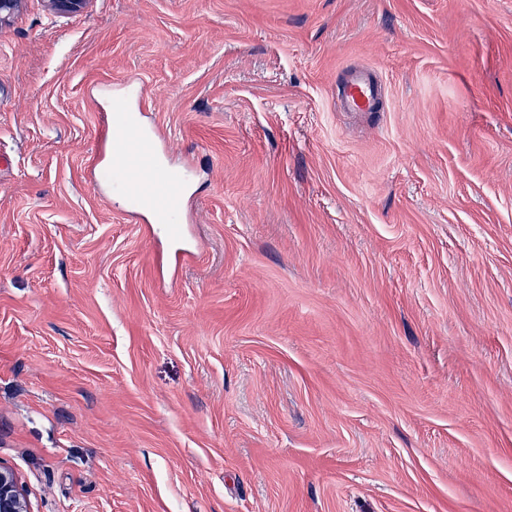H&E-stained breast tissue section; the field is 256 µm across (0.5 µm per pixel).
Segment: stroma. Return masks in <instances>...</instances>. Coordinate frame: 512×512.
<instances>
[{
  "mask_svg": "<svg viewBox=\"0 0 512 512\" xmlns=\"http://www.w3.org/2000/svg\"><path fill=\"white\" fill-rule=\"evenodd\" d=\"M130 82L178 242L94 178ZM1 154L33 512H512V0H24ZM381 85L368 69H359L347 78L338 97L343 112H374Z\"/></svg>",
  "mask_w": 512,
  "mask_h": 512,
  "instance_id": "stroma-1",
  "label": "stroma"
}]
</instances>
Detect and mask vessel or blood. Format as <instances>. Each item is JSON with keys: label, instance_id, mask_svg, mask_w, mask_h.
I'll return each instance as SVG.
<instances>
[{"label": "vessel or blood", "instance_id": "1", "mask_svg": "<svg viewBox=\"0 0 512 512\" xmlns=\"http://www.w3.org/2000/svg\"><path fill=\"white\" fill-rule=\"evenodd\" d=\"M380 92L381 86L369 70H357L343 83L339 108L344 112L375 111ZM115 109L123 118L108 126L111 150L105 166L113 193L133 209L148 212L154 222L180 226L186 221L190 170L161 162L155 134L127 116L132 109L129 97L117 99Z\"/></svg>", "mask_w": 512, "mask_h": 512}]
</instances>
